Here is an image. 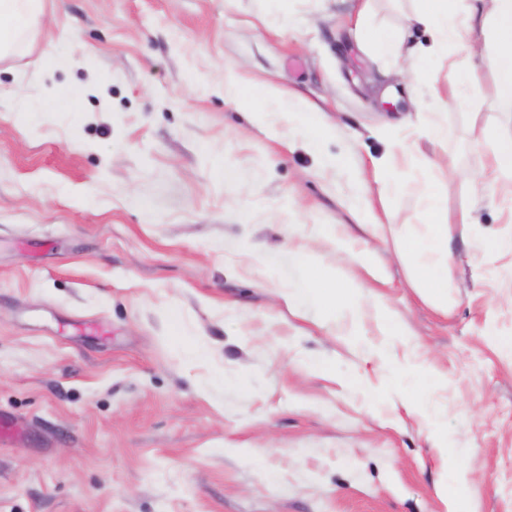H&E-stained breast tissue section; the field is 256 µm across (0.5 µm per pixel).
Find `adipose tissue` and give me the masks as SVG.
I'll return each instance as SVG.
<instances>
[{
  "label": "adipose tissue",
  "mask_w": 512,
  "mask_h": 512,
  "mask_svg": "<svg viewBox=\"0 0 512 512\" xmlns=\"http://www.w3.org/2000/svg\"><path fill=\"white\" fill-rule=\"evenodd\" d=\"M44 0H0V59L26 48L35 36L43 15ZM415 22L433 36L432 51H445L462 39H470L474 53L490 61L494 75L497 112L512 116V0H431L428 10L417 13ZM486 145L488 163L473 180L475 194L512 200V133L485 127L479 139ZM428 222L422 231L399 229L406 254L415 256L414 285L423 298L448 306V270L451 265L450 221L445 200L434 188L426 190ZM303 291L313 300L340 309L350 317L359 314L355 295H344L334 278L313 271ZM440 459L446 464L451 486L452 512H474L471 481L459 463L461 449L448 445L445 435L433 434Z\"/></svg>",
  "instance_id": "obj_1"
}]
</instances>
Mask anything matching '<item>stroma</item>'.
Here are the masks:
<instances>
[{
	"instance_id": "stroma-1",
	"label": "stroma",
	"mask_w": 512,
	"mask_h": 512,
	"mask_svg": "<svg viewBox=\"0 0 512 512\" xmlns=\"http://www.w3.org/2000/svg\"><path fill=\"white\" fill-rule=\"evenodd\" d=\"M425 4L46 0L0 60V415L16 429L0 512H447L437 425L466 451L478 512H512V253L483 247L512 223L469 188L500 119L486 60L470 108L431 113L447 139L416 137L415 163L395 164L404 191L374 176L402 143L390 113L427 112L446 86L448 56L373 47L383 30L425 41ZM50 48L72 65L49 71ZM73 84L71 111L21 114ZM251 85L321 113L335 164L283 109L256 122ZM429 183L453 221L445 313L391 231L426 223ZM313 259L358 288V324L280 298ZM381 300L406 335H386ZM97 320L111 335L74 330ZM419 368L446 386H417Z\"/></svg>"
}]
</instances>
